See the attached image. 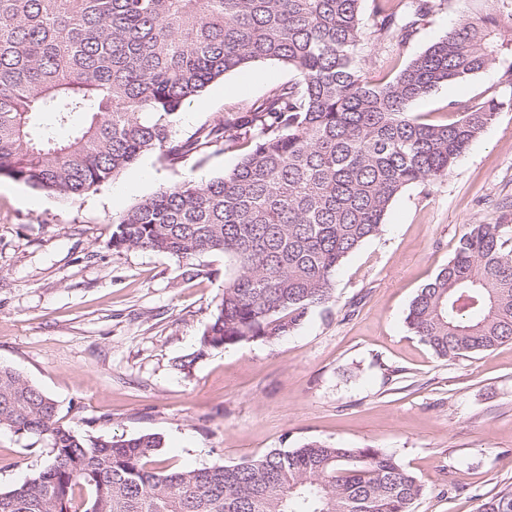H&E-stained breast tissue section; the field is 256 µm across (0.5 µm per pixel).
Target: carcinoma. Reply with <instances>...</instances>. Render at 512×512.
<instances>
[{
    "label": "carcinoma",
    "instance_id": "cac0c4a2",
    "mask_svg": "<svg viewBox=\"0 0 512 512\" xmlns=\"http://www.w3.org/2000/svg\"><path fill=\"white\" fill-rule=\"evenodd\" d=\"M377 40L401 47L442 11L460 18L387 79L370 81L361 0H0V175L60 202L97 191L142 155L173 165L224 144L247 150L205 183L173 184L109 218L107 247L177 258L186 281L224 289L191 369L212 349L277 342L334 301L335 275L379 234L407 187L448 178L512 108V0H372ZM274 61L295 79L186 139L184 106L225 74ZM498 87L450 102L445 123L410 111L489 67ZM70 129L56 137L42 117ZM405 323L446 360L512 341V249L502 224H470L413 297ZM42 438L47 466L0 491V512H414L423 485L380 448L307 439L233 465L158 470L161 437H91L0 365V432ZM478 512H512V487Z\"/></svg>",
    "mask_w": 512,
    "mask_h": 512
}]
</instances>
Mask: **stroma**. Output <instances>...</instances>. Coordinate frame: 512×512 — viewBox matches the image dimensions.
<instances>
[{
	"instance_id": "stroma-1",
	"label": "stroma",
	"mask_w": 512,
	"mask_h": 512,
	"mask_svg": "<svg viewBox=\"0 0 512 512\" xmlns=\"http://www.w3.org/2000/svg\"><path fill=\"white\" fill-rule=\"evenodd\" d=\"M441 11L404 48L367 40L365 71L379 79L453 26ZM261 81L225 75L186 106L181 136L228 111H245L293 79L278 62L255 64ZM498 68L441 86L411 109L442 122L449 101H468ZM242 152L211 150L170 166L147 154L97 192L61 204L0 176V364L53 398L65 426L90 436L158 434L154 467L231 464L315 438L371 445L423 485L416 512H478L512 486V342L443 360L407 329L417 290L454 254L471 224L512 225V110L499 112L441 183L412 186L391 203L380 234L336 274L335 300L290 336L196 349L224 287L182 280L175 258L108 248L109 216L160 188L231 172ZM48 445L0 432V490L41 470Z\"/></svg>"
}]
</instances>
